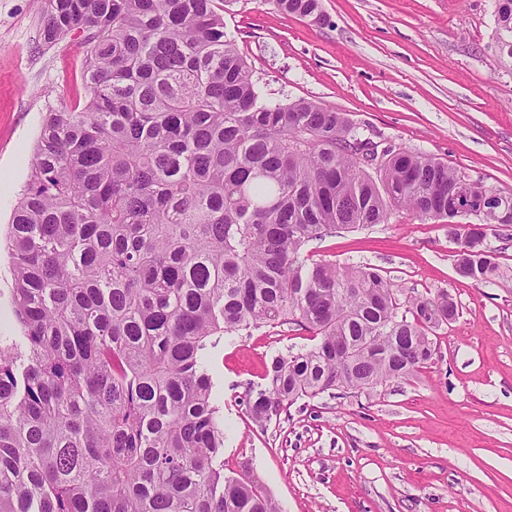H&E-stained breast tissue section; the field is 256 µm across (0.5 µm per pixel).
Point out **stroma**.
I'll return each mask as SVG.
<instances>
[{
  "label": "stroma",
  "mask_w": 512,
  "mask_h": 512,
  "mask_svg": "<svg viewBox=\"0 0 512 512\" xmlns=\"http://www.w3.org/2000/svg\"><path fill=\"white\" fill-rule=\"evenodd\" d=\"M321 17L274 0H234L224 29L270 101L347 113L366 136L440 158L512 193V58L497 47L494 0H321ZM46 0H0V229L28 183L46 112L84 106L85 49L46 45ZM487 240L506 275L459 276L442 221L388 223L305 247L312 261L369 265L401 297L445 292L454 321L406 379L357 395L298 400L258 426L250 394L274 358L309 348L290 324L223 336L205 366L224 423L225 473L258 480L280 512H512V230Z\"/></svg>",
  "instance_id": "35a3bbf8"
}]
</instances>
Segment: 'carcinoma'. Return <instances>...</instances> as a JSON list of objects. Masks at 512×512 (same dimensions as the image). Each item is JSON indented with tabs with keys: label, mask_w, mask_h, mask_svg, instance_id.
Listing matches in <instances>:
<instances>
[{
	"label": "carcinoma",
	"mask_w": 512,
	"mask_h": 512,
	"mask_svg": "<svg viewBox=\"0 0 512 512\" xmlns=\"http://www.w3.org/2000/svg\"><path fill=\"white\" fill-rule=\"evenodd\" d=\"M495 24L512 43V0ZM76 35L89 100L46 113L0 236L18 324L0 336V512H279L224 474L207 343L279 323L316 340L273 360L261 425L409 376L456 316L448 294L402 302L378 269L303 249L396 209L468 216L459 198L487 187L332 107L262 99L214 0H47L44 43ZM490 192L481 225L511 227L512 193ZM448 233L461 276L498 278L487 233Z\"/></svg>",
	"instance_id": "1"
}]
</instances>
